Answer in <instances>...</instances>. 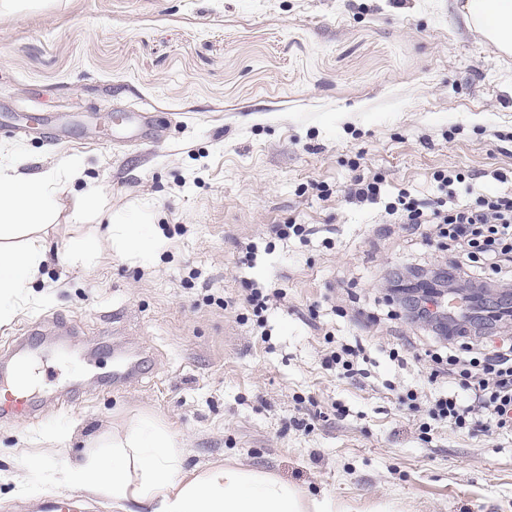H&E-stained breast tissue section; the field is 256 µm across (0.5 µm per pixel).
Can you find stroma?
I'll use <instances>...</instances> for the list:
<instances>
[{
    "label": "stroma",
    "mask_w": 512,
    "mask_h": 512,
    "mask_svg": "<svg viewBox=\"0 0 512 512\" xmlns=\"http://www.w3.org/2000/svg\"><path fill=\"white\" fill-rule=\"evenodd\" d=\"M458 0H34L0 15V163L34 173L79 162L44 230L48 259L0 324V358L35 321H62L35 363L41 409L0 418V512H36L44 475L140 414L181 438L186 469L232 461L348 512H512V434L420 425L439 392L417 353L439 338L397 311V271L444 266L438 232L385 223L349 203L359 174L383 198L440 190L473 201L512 192V59L470 32ZM140 115L129 138L114 118ZM505 181H498V174ZM102 189L84 198L86 181ZM148 211L153 256L112 249V214ZM82 220H74V213ZM314 235L241 249L271 224ZM82 239L92 267L69 260ZM284 289L269 343L241 323L253 284ZM336 341L360 345L365 377L325 369ZM411 351L394 360L398 337ZM143 349L138 381L106 386L113 344ZM416 391L417 408L402 404Z\"/></svg>",
    "instance_id": "obj_1"
}]
</instances>
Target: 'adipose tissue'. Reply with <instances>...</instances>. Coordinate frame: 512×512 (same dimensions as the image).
Instances as JSON below:
<instances>
[{"label": "adipose tissue", "mask_w": 512, "mask_h": 512, "mask_svg": "<svg viewBox=\"0 0 512 512\" xmlns=\"http://www.w3.org/2000/svg\"><path fill=\"white\" fill-rule=\"evenodd\" d=\"M459 11L470 31L512 56V0H465ZM79 174L76 162L60 177H26L15 166H0V323L11 320L22 288L45 263L43 230L55 218L66 181ZM109 238L119 251L147 252L154 245L147 225L121 216ZM96 446L84 460L57 470L52 488L110 497L120 512L131 503L150 512H342L335 498H306L263 471L236 464L186 471L177 434L146 416L113 428Z\"/></svg>", "instance_id": "ef3b65f1"}]
</instances>
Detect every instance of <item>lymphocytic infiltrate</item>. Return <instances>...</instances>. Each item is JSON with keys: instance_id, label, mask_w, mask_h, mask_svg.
I'll use <instances>...</instances> for the list:
<instances>
[{"instance_id": "f902f5d3", "label": "lymphocytic infiltrate", "mask_w": 512, "mask_h": 512, "mask_svg": "<svg viewBox=\"0 0 512 512\" xmlns=\"http://www.w3.org/2000/svg\"><path fill=\"white\" fill-rule=\"evenodd\" d=\"M395 223L418 229L448 227L449 270L498 275L512 281V195L479 199L476 205L445 206L443 200L420 202L401 191L384 207ZM448 372L469 393L446 391L428 411L430 419L455 430L495 428L512 433V343L494 348L465 344L463 354L449 353Z\"/></svg>"}]
</instances>
